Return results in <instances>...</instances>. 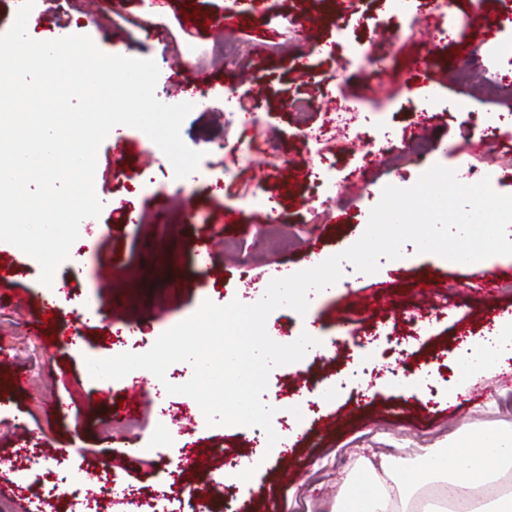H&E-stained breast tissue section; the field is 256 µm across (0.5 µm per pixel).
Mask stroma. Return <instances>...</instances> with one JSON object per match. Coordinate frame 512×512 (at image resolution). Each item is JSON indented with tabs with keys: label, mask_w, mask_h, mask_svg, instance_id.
<instances>
[{
	"label": "stroma",
	"mask_w": 512,
	"mask_h": 512,
	"mask_svg": "<svg viewBox=\"0 0 512 512\" xmlns=\"http://www.w3.org/2000/svg\"><path fill=\"white\" fill-rule=\"evenodd\" d=\"M165 21L154 18L153 0H35L31 16L37 35L54 30L89 36L103 52L123 46L128 56L154 60L160 70L158 88L170 90L169 104L187 93L172 91L170 63H183L181 78L208 73L217 92L215 106L195 109L181 127L185 144L203 152L197 181L182 183L163 153L143 145L142 131L125 127L134 145L124 161L114 160L111 140L98 149L95 190L102 210L92 222L81 223L71 253L86 258L84 272L70 261L57 270L67 302L55 306L52 322H43L51 291L40 283L36 260L7 242L0 257L11 262L12 273L0 280V512H49L48 503L29 490L32 477L15 464L18 449L46 444L54 454L68 456L79 477L115 473L111 512H136L134 495L167 489L169 480L158 466L136 459L124 470L113 467L119 455L148 448L166 433L169 418L156 403L157 382L131 372L112 381L109 395L99 398L101 384L87 369L86 358L142 353L141 339H156L171 324L193 314L203 301L219 305L233 299L252 304L270 281L282 273L304 270L312 257L340 254L364 233L370 212L386 186L406 177L417 181L434 165L453 169L472 165L489 177L501 194H512V56L485 50L478 57L480 79L456 78L461 55L475 37L465 25L471 0H453L436 16L437 29L447 31L452 47L441 48L434 69V100L421 94L424 77L420 60L427 51L423 21L428 0H411L406 14L390 19L380 0H354L338 9L337 0H164ZM196 19H189V11ZM321 22L306 40L297 32L309 14ZM232 14L244 18L237 34L243 54L227 67L211 54L214 31L206 20ZM349 38L385 33L381 53L392 80L380 86L369 72L350 67L337 31ZM329 53H322V45ZM305 59L309 76L299 78L297 59ZM310 104L307 112L298 103ZM255 105L258 127L230 120L242 105ZM358 109L370 118L369 136L333 158L315 186L307 172L318 166L311 134L328 125L337 105ZM499 124V136L482 153L466 149L473 116ZM425 121V139L434 152L416 154L405 141L418 121ZM393 134L395 151L378 148L381 131ZM271 141L277 158L258 152ZM454 153H442L440 142ZM240 163L244 173L223 180L224 166ZM148 172L151 181L135 192L124 184L129 172ZM361 171L365 189H347L352 171ZM263 188L277 200L273 216L254 212L246 198ZM140 221L128 224L125 212ZM233 212L238 223L224 221ZM227 243L236 258L217 257L215 268L199 258L203 237ZM117 266L118 288L99 285L103 268ZM496 288L475 290V267L451 264L433 253L399 263L385 262L373 274L345 278L305 314L281 307L267 319L266 329L277 343L301 335L314 323L332 354L316 353L289 366L274 368L267 390L276 396V409L285 412L300 397L293 376L308 385L339 377L336 391L304 412L299 430L291 434L284 455L251 448L253 430L242 426L207 425L196 402L177 396L195 425L184 434L168 433L165 453L181 460L187 451L205 458L196 471L180 470L183 486L207 498L215 479H223L225 495L249 512H333L336 498L360 489L367 480L365 460L391 454L416 460L423 449L437 448L452 435L485 428L512 429V358L494 375L475 370L462 374V349L497 329L512 314V262L495 265ZM440 285L444 312L429 321L427 338H420L408 312L418 300L420 285ZM388 294L393 304L379 311L363 308L361 299ZM92 301L100 317L83 319L80 310ZM427 372L433 386L429 400L407 398L395 386L397 373ZM24 385H17V376ZM137 390L147 404L135 419L133 434L110 439L100 428L113 406ZM261 458L251 480L238 482L232 469L242 460ZM295 476L282 480L284 467Z\"/></svg>",
	"instance_id": "obj_1"
}]
</instances>
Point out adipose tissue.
<instances>
[{
  "mask_svg": "<svg viewBox=\"0 0 512 512\" xmlns=\"http://www.w3.org/2000/svg\"><path fill=\"white\" fill-rule=\"evenodd\" d=\"M512 357V319L501 329L495 343H471L461 369H482L494 374L504 359ZM512 464V433L479 429L453 436L448 445L431 448L419 455L416 465L384 458L367 464V487L347 495L336 512H391L394 497L409 485L431 484L436 497L448 496V484L462 480L465 488L485 489L482 499L471 500L468 512H512V492H494L504 464Z\"/></svg>",
  "mask_w": 512,
  "mask_h": 512,
  "instance_id": "adipose-tissue-1",
  "label": "adipose tissue"
}]
</instances>
